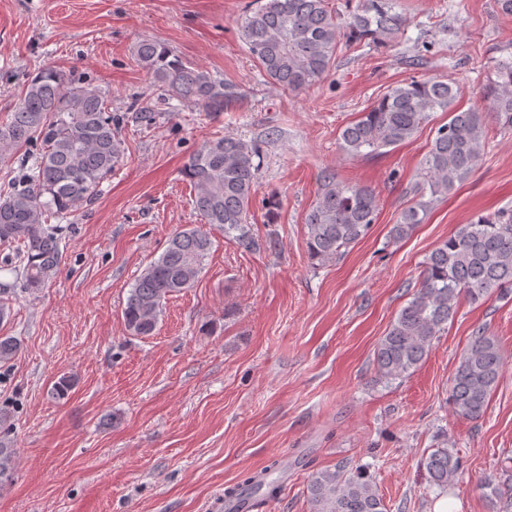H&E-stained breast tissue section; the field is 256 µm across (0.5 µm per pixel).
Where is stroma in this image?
I'll list each match as a JSON object with an SVG mask.
<instances>
[{"label": "stroma", "instance_id": "stroma-1", "mask_svg": "<svg viewBox=\"0 0 512 512\" xmlns=\"http://www.w3.org/2000/svg\"><path fill=\"white\" fill-rule=\"evenodd\" d=\"M252 0H0V121L23 85L52 66L102 88L124 145L94 202L53 222L62 260L44 287L22 288L0 242V286L11 314L0 336L20 349L0 364L14 478L0 512H224L235 489L253 512H311L309 482L325 469L365 470L387 512H493L477 489L512 457V295L462 300L408 377L381 380L375 349L417 290L425 257L461 224L512 208V128L487 121L482 162L400 242L389 231L405 188L447 113L415 138L347 156L339 134L389 86L435 78L482 108L490 61L512 44V16L494 0H397L410 20L398 43L339 49L324 78L291 92L274 85L238 38ZM144 39L210 72L233 92L221 112L162 94L134 61ZM257 143L262 168L248 251L213 226L195 286L168 298L153 335H130L129 290L167 239L204 224L181 170L203 141ZM371 187L370 233L340 260L310 259L305 216L319 175ZM503 357L478 419L456 416L452 380L476 329ZM63 375L75 384L55 398ZM462 462L454 485L432 486L435 449Z\"/></svg>", "mask_w": 512, "mask_h": 512}]
</instances>
